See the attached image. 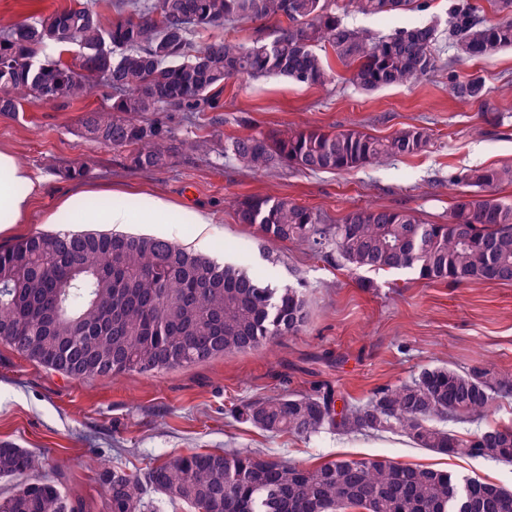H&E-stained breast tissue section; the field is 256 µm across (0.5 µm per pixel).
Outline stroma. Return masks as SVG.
Listing matches in <instances>:
<instances>
[{
	"mask_svg": "<svg viewBox=\"0 0 512 512\" xmlns=\"http://www.w3.org/2000/svg\"><path fill=\"white\" fill-rule=\"evenodd\" d=\"M455 0H427L421 11L367 17L342 12L349 27L378 37L416 24L445 25ZM326 86L282 77L235 78L218 94L220 108L162 112L163 121L188 141H208L206 152L186 150L154 172L128 166L121 151L86 138L82 119L105 99L92 90L67 105H24L0 113V147L44 180L36 205L52 206L85 187L140 188L164 201L204 209L206 256L250 271L275 287L302 289L309 318L304 331L258 351L221 355L167 371L127 373L78 381L26 360L0 344V443L28 449L44 462L80 512H106L97 464L128 473L173 453L252 449L307 468L336 459L386 458L444 469L512 489V464L482 457L441 455L402 441L395 432L343 436L324 429L308 439L271 435L238 416L252 400L330 390L359 404L385 387L411 382L422 366L464 371L484 363L512 376V285L484 281L430 282L410 271L368 272L323 257L305 245L265 243L238 223L237 200L285 197L337 224L360 206L411 210L423 223L441 224L455 198L466 193L471 168L512 164V49L456 62L444 51L437 72L407 86L372 92L348 81L340 63ZM483 76L503 114L484 122L478 105L457 100L449 75ZM357 129L385 138L424 129L425 151L355 171L311 172L292 166L255 171L225 158V140L241 134ZM84 165V176L69 173ZM37 215L0 232V248L44 231ZM369 279L364 288L360 279Z\"/></svg>",
	"mask_w": 512,
	"mask_h": 512,
	"instance_id": "stroma-1",
	"label": "stroma"
}]
</instances>
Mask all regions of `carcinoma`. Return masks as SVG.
<instances>
[{"label":"carcinoma","mask_w":512,"mask_h":512,"mask_svg":"<svg viewBox=\"0 0 512 512\" xmlns=\"http://www.w3.org/2000/svg\"><path fill=\"white\" fill-rule=\"evenodd\" d=\"M488 22L469 0L449 11L448 49L475 59L512 49V0H490ZM363 15L419 10L423 0H347ZM337 0H119L116 18L102 23L93 4L42 15L31 39L16 38L20 24H0V112L23 103L65 105L93 85L111 104L89 112L90 138L126 151L130 166L162 168L183 147L145 112H199L212 91L235 77L282 76L310 86L331 81L328 47L363 91L405 86L439 65L441 35L418 25L372 37L345 25ZM180 14L185 27L170 31L152 16ZM284 19L271 36L248 43L215 39L193 44L201 30L226 22ZM59 56L39 60L46 47ZM73 48L82 67L105 69L112 83L68 68L61 53ZM454 97L488 102L483 77L451 78ZM429 135L402 129L388 138L359 130L304 129L291 134H245L224 142V156L256 170L283 163L307 171L347 172L427 148ZM462 180L475 195L456 198L443 224H424L412 211L357 207L339 224H322L308 208L273 196L236 202L241 224L272 243L305 244L355 268L410 269L428 281L512 284V203L498 188L512 183V165L476 167ZM308 303L300 289L273 288L242 269L221 265L162 237L54 231L0 248V343L22 357L72 379L162 372L218 355L254 351L301 332ZM512 394V377L483 366L458 372L426 366L410 383L376 391L366 402L336 411L331 394L267 397L241 407L239 416L272 434L309 438L326 428L346 433L394 431L432 452L467 454L512 464V428L486 426L466 437L448 424L488 416L498 397ZM42 461L13 444L0 445V478L21 482L0 502L3 512H75L60 487L37 475ZM97 478L107 512H157L152 491L194 512H512V490L479 478L381 459L328 461L303 468L250 450L194 451L151 464L141 474L102 466Z\"/></svg>","instance_id":"obj_1"}]
</instances>
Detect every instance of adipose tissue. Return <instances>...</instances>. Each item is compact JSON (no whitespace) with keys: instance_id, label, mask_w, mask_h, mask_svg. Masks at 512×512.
Here are the masks:
<instances>
[{"instance_id":"obj_1","label":"adipose tissue","mask_w":512,"mask_h":512,"mask_svg":"<svg viewBox=\"0 0 512 512\" xmlns=\"http://www.w3.org/2000/svg\"><path fill=\"white\" fill-rule=\"evenodd\" d=\"M42 193V180L7 150L0 149V230L25 223ZM96 192L87 189L65 196L43 213L45 224H192L199 245H206L211 217L172 205L143 193L106 190L108 206L96 208L89 201Z\"/></svg>"}]
</instances>
